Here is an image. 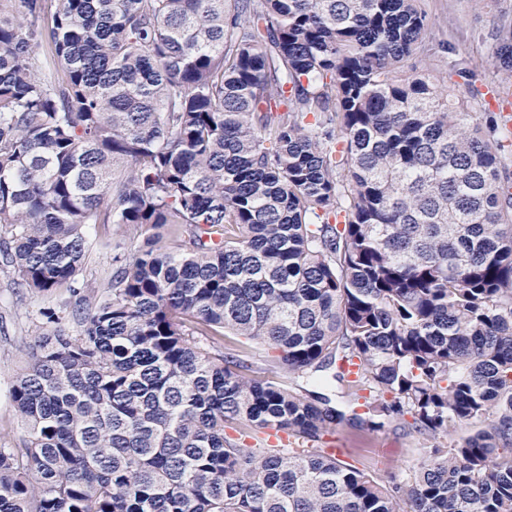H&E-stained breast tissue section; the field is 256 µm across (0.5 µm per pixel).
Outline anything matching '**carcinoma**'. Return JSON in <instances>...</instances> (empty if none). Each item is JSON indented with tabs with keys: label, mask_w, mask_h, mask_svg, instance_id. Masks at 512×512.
Listing matches in <instances>:
<instances>
[{
	"label": "carcinoma",
	"mask_w": 512,
	"mask_h": 512,
	"mask_svg": "<svg viewBox=\"0 0 512 512\" xmlns=\"http://www.w3.org/2000/svg\"><path fill=\"white\" fill-rule=\"evenodd\" d=\"M418 2L0 0V265L69 293L0 512H512V136L471 60L405 66ZM490 58L512 73V21ZM91 224L145 235L99 285ZM392 419L473 430L403 482L322 448Z\"/></svg>",
	"instance_id": "cac0c4a2"
}]
</instances>
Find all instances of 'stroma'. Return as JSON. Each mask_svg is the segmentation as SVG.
Returning a JSON list of instances; mask_svg holds the SVG:
<instances>
[{
    "label": "stroma",
    "mask_w": 512,
    "mask_h": 512,
    "mask_svg": "<svg viewBox=\"0 0 512 512\" xmlns=\"http://www.w3.org/2000/svg\"><path fill=\"white\" fill-rule=\"evenodd\" d=\"M430 27L427 40L431 54L415 55L410 63L430 76L453 81L451 66L466 57L481 68L479 89L496 87L504 91L512 75L493 72L485 66L488 50L495 41L498 26L512 19V0H494L483 7L476 0H421ZM88 254L82 276L103 278L112 269V259L119 248L130 241L121 236L116 225L93 224L86 230ZM50 300L19 287L9 269L0 268V448L14 447L22 434L10 399L16 372L28 351L30 333L40 308ZM343 462L371 472L379 481L410 479L430 444L422 436L404 431L399 421L389 422L379 431H367L341 425L336 433Z\"/></svg>",
    "instance_id": "obj_1"
}]
</instances>
